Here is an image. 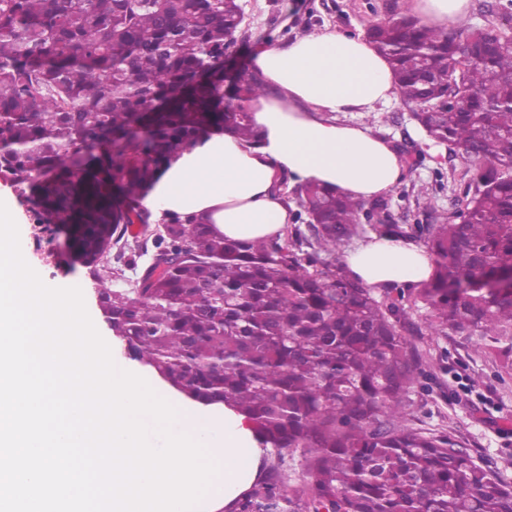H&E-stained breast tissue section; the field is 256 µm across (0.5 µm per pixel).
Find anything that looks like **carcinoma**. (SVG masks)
Listing matches in <instances>:
<instances>
[{
    "instance_id": "1",
    "label": "carcinoma",
    "mask_w": 512,
    "mask_h": 512,
    "mask_svg": "<svg viewBox=\"0 0 512 512\" xmlns=\"http://www.w3.org/2000/svg\"><path fill=\"white\" fill-rule=\"evenodd\" d=\"M242 22L236 0H0V178L40 233L62 226L93 280L112 278V247H144L129 226L151 223L136 201L163 164L213 128L257 135L260 76L206 67ZM366 37L426 134L476 170L460 222L424 228L430 280L377 298L351 278L338 252L362 206L313 182L295 189L308 233L241 241L175 217L133 287L100 288L97 304L129 360L251 424L261 475L229 512H512V488L468 449L407 424L422 354L404 304L422 303L437 333L490 338L512 368V293L484 288L512 273V50L408 15ZM371 211L379 236L413 237L385 200Z\"/></svg>"
}]
</instances>
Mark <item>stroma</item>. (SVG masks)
Returning a JSON list of instances; mask_svg holds the SVG:
<instances>
[{
    "mask_svg": "<svg viewBox=\"0 0 512 512\" xmlns=\"http://www.w3.org/2000/svg\"><path fill=\"white\" fill-rule=\"evenodd\" d=\"M243 29L229 69L251 67L254 52L289 38L329 28L364 35L373 20L412 11V0H238ZM344 121L367 123L394 143L402 164L401 182L385 197L396 224L406 230L453 216L465 203L475 171L446 146L430 140L396 101L370 113H347ZM0 196L15 213L24 259L51 287H80L87 312L103 338L112 333L96 303L97 288L84 268L63 260L62 237L37 240L26 208L10 184L0 181ZM417 328L410 341L426 357L421 377L409 396L410 424L425 432H445L469 448L475 461L512 487V369L486 356L479 337L434 332L427 311H408Z\"/></svg>",
    "mask_w": 512,
    "mask_h": 512,
    "instance_id": "stroma-1",
    "label": "stroma"
}]
</instances>
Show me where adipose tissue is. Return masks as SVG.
<instances>
[{"instance_id": "adipose-tissue-1", "label": "adipose tissue", "mask_w": 512, "mask_h": 512, "mask_svg": "<svg viewBox=\"0 0 512 512\" xmlns=\"http://www.w3.org/2000/svg\"><path fill=\"white\" fill-rule=\"evenodd\" d=\"M435 29L467 16L469 0H415ZM253 68L265 81L249 110L256 140L214 132L200 137L154 177L143 199L155 221L210 224L230 239H270L293 223L284 184L316 182L358 201L376 198L402 177L393 145L367 124L337 121L344 112L376 111L398 99L388 61L359 36L308 33L263 48ZM351 275L365 287L414 284L433 267L425 250L372 238L349 252Z\"/></svg>"}]
</instances>
